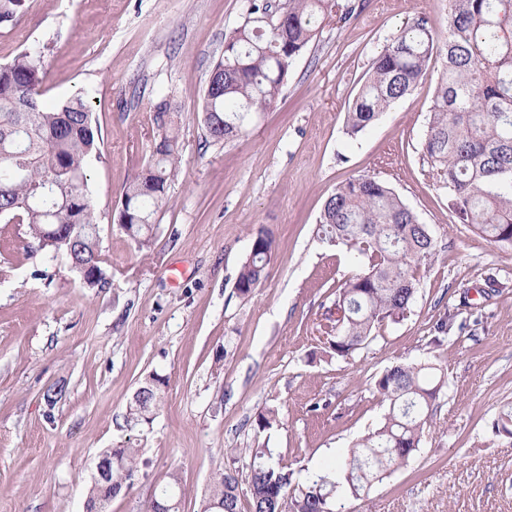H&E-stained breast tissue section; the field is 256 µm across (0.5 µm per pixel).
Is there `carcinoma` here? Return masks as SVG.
Instances as JSON below:
<instances>
[{"instance_id":"1","label":"carcinoma","mask_w":512,"mask_h":512,"mask_svg":"<svg viewBox=\"0 0 512 512\" xmlns=\"http://www.w3.org/2000/svg\"><path fill=\"white\" fill-rule=\"evenodd\" d=\"M24 0H0V26L12 23ZM335 0H286L269 18V0H244L242 22L224 35L204 93L203 124L211 143L246 132L247 123L271 110L290 67L332 16ZM47 45L34 44L0 66V222L27 226L31 258L63 255L79 270L94 265L91 288L111 283L88 184V166L100 157L101 133L90 112L91 91L81 90L51 106L43 104ZM445 68L430 106L422 150L437 168L448 208L462 224L501 250L512 251V0H448V37L439 42L424 13L383 47L347 113L356 135L410 95L424 79L434 53ZM156 129L151 160L128 179L118 224L140 251L151 248L158 212L167 203L177 170L179 129L163 97L150 116ZM318 224L324 239L342 244L359 263L336 288L342 312L324 325L328 349L346 357L371 343L382 323L410 311L418 273L436 256L426 225L383 181L369 175L339 184L327 198ZM274 254L270 231H251L250 252L235 290L250 296ZM446 384L433 362L400 363L376 379L388 403L382 425L361 437L338 470L300 479L269 448L251 449L246 475L215 473L203 512H241V482L249 512H343L340 488L366 494L420 447ZM167 378L150 375L127 407V421H153ZM112 496L131 486L140 449L108 448Z\"/></svg>"}]
</instances>
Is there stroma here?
Masks as SVG:
<instances>
[{"mask_svg":"<svg viewBox=\"0 0 512 512\" xmlns=\"http://www.w3.org/2000/svg\"><path fill=\"white\" fill-rule=\"evenodd\" d=\"M348 22H324L292 66L276 105L240 137L212 145L201 122L209 72L243 0H26L0 27V64L48 44L45 98L93 89L101 157L89 169L108 288H87L61 259L26 255L25 227L0 222V512H84L95 461L140 451L130 489L110 512H146L178 478L181 512H200L218 469L247 472L266 446L295 473L325 469L378 428L375 380L399 362H436L448 376L433 423L406 466L347 512H512V437L493 424L512 406V251L460 223L421 142L442 71L358 136L349 107L374 57L418 12L438 36L448 0H362ZM180 127L179 168L150 250L119 229L126 180L150 158L149 110L160 97ZM387 183L426 224L436 257L407 317L367 347L326 351L334 293L357 266L322 240L317 220L336 186ZM275 239L250 298L235 281L250 232ZM457 326L435 343L444 315ZM168 379L151 423H126L152 373ZM65 388L55 406L44 394ZM276 410L270 429L259 414Z\"/></svg>","mask_w":512,"mask_h":512,"instance_id":"obj_1","label":"stroma"}]
</instances>
